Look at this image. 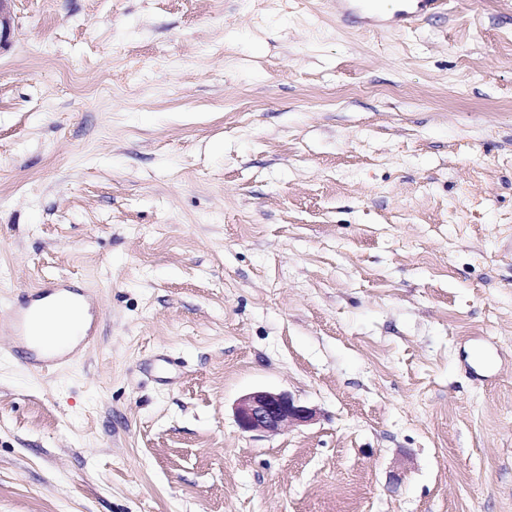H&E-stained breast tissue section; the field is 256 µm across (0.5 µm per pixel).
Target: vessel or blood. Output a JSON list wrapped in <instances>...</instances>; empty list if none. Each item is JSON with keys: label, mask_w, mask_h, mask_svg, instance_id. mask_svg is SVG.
Segmentation results:
<instances>
[{"label": "vessel or blood", "mask_w": 512, "mask_h": 512, "mask_svg": "<svg viewBox=\"0 0 512 512\" xmlns=\"http://www.w3.org/2000/svg\"><path fill=\"white\" fill-rule=\"evenodd\" d=\"M399 2L397 10L386 14L366 5L365 0H332L336 15L342 20L350 22L358 19L373 27L400 31L410 28L421 17L442 13L448 7L447 0ZM70 293L67 280L59 278L44 281L31 299L14 306L7 324H0V333L11 337L14 352L20 354L32 367L44 368L70 359L68 350L51 348L43 344L38 335L43 308L69 300Z\"/></svg>", "instance_id": "obj_1"}]
</instances>
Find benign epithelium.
Instances as JSON below:
<instances>
[{"label": "benign epithelium", "instance_id": "7a95c632", "mask_svg": "<svg viewBox=\"0 0 512 512\" xmlns=\"http://www.w3.org/2000/svg\"><path fill=\"white\" fill-rule=\"evenodd\" d=\"M11 2L13 0H0V46L11 34ZM236 416L246 431L277 434L314 421L317 411L301 404L287 392L258 390L238 400Z\"/></svg>", "mask_w": 512, "mask_h": 512}]
</instances>
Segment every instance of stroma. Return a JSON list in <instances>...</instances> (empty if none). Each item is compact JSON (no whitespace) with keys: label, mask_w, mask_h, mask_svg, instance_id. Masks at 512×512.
<instances>
[{"label":"stroma","mask_w":512,"mask_h":512,"mask_svg":"<svg viewBox=\"0 0 512 512\" xmlns=\"http://www.w3.org/2000/svg\"><path fill=\"white\" fill-rule=\"evenodd\" d=\"M0 512H512V0L405 32L328 0H15ZM306 426L243 431L242 395ZM72 288L66 279L43 281L32 298L14 306L6 325L0 322V334L11 336L14 352L20 354L34 368L58 365L73 357L65 349H53L39 340L38 323L42 309L47 305L63 306L67 304ZM56 307V308H57ZM83 327V316L76 312L71 314L65 321L61 322V327L57 331L59 337L46 339L47 343L52 345L71 344L81 332ZM236 416L246 431L277 434L314 421L317 411L301 404L287 392L258 390L238 400Z\"/></svg>","instance_id":"35a3bbf8"}]
</instances>
